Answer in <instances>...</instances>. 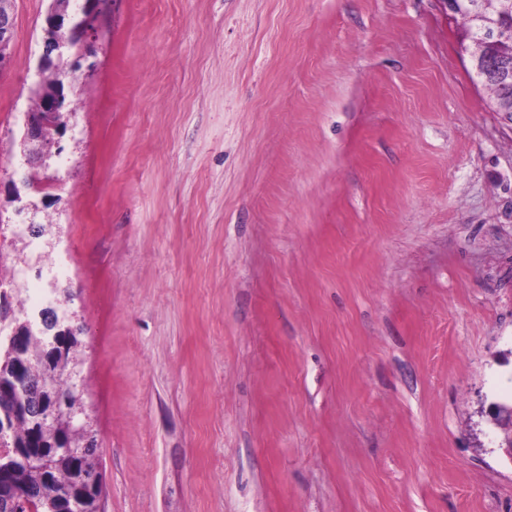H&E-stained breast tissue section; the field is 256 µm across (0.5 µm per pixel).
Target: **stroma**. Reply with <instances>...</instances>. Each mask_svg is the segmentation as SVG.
Masks as SVG:
<instances>
[{
  "instance_id": "1",
  "label": "stroma",
  "mask_w": 512,
  "mask_h": 512,
  "mask_svg": "<svg viewBox=\"0 0 512 512\" xmlns=\"http://www.w3.org/2000/svg\"><path fill=\"white\" fill-rule=\"evenodd\" d=\"M51 3L15 0L0 70V264L73 294L105 512H512L478 415L512 403V114L461 19L88 0L37 164ZM24 135L23 141L31 146L29 150L30 155H35L37 159L43 161L45 157L42 153V148L45 146L44 141L42 140V129L44 128V122L37 118L33 117L30 112L25 113L24 115Z\"/></svg>"
}]
</instances>
